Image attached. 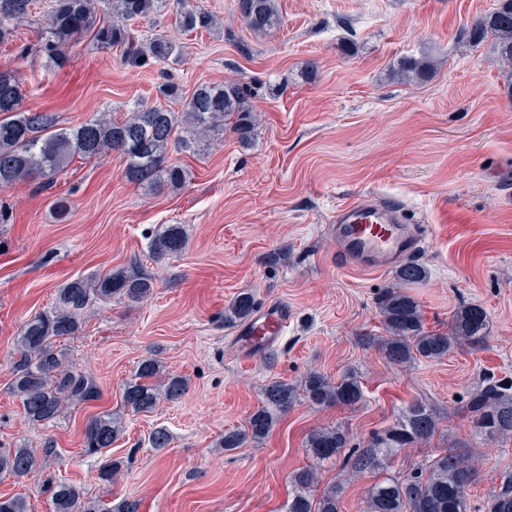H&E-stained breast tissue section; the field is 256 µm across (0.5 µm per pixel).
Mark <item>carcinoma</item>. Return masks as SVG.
<instances>
[{
  "mask_svg": "<svg viewBox=\"0 0 512 512\" xmlns=\"http://www.w3.org/2000/svg\"><path fill=\"white\" fill-rule=\"evenodd\" d=\"M108 11L99 12L95 0H51L41 33L40 52L53 69L62 68L74 48L86 37L102 48L122 51L121 62L134 67L179 61L182 47L166 35H146L135 28L139 21L151 22L166 4L173 5L175 23L187 34L208 32L217 25L214 14L194 0H104ZM34 0H0V45L16 38L17 27L31 15ZM234 9L245 28L258 36L282 24L279 0H235ZM470 42L490 41L495 58L512 63V0H497L496 8L476 19L466 30ZM436 71L428 58H404L396 75L403 81L423 82ZM158 104H137L122 118L100 112L76 125L61 126L54 112H33L22 107L25 92L9 71L0 72V190L31 178L50 179L76 157L92 159L109 152L123 161L127 182L148 189L176 188L185 171L169 158L171 145L191 148L198 140L228 126L238 142H252L257 116L251 104L253 87L239 80L202 84L190 96L179 86H158ZM178 100L182 111L174 112L164 102ZM188 245L182 224H164L153 235L150 254L160 262L181 254ZM423 266L408 262L397 272L396 282L387 286L379 303L386 336L379 347L392 364L408 365L419 359L448 355L462 341L480 342L485 337L486 312L477 305L459 308L448 322V332L425 328L419 303L404 288L423 282ZM153 281L137 266L129 265L91 278L77 277L58 289L55 306L28 319L21 327L8 361L9 390L18 398L28 423L51 426L68 405H85L99 398L94 381L68 360L61 341L76 335L81 315L96 301L114 298L139 302L153 293ZM254 301L248 294L237 297L224 311V320L247 321ZM161 365L154 358L140 361L135 379L123 389L124 406L135 413H150L161 400L174 401L187 389L179 375L158 383ZM302 391L316 405H352L362 399V385L355 376L333 382L310 371L301 382ZM297 398L296 386L269 383L263 392L264 405L249 418L244 431L224 433L220 447L240 448L247 438L261 439L273 427L277 413ZM475 429L488 439L512 435V383L484 378L481 388L467 403ZM437 430L434 413L424 404L408 408L397 424L375 435L365 446L348 448L347 433L339 427H324L308 438L316 462L295 470L290 476L294 492L286 512H339L345 484L366 472L385 467L387 458L399 448L429 441ZM123 431V417L111 412L93 416L84 431V454L104 456ZM56 457L52 439L42 450L25 446L0 448V478L17 482L34 476L38 456ZM342 459L343 474L320 486L319 464ZM477 458L468 447L446 449L417 468L375 483L365 500V512H469L467 491ZM53 512H139L138 502L123 499L118 504L92 501L71 482L48 479ZM0 512H29L25 497L0 495ZM487 512H512V475L505 477L487 503Z\"/></svg>",
  "mask_w": 512,
  "mask_h": 512,
  "instance_id": "obj_1",
  "label": "carcinoma"
}]
</instances>
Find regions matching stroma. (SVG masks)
<instances>
[{"label": "stroma", "instance_id": "obj_1", "mask_svg": "<svg viewBox=\"0 0 512 512\" xmlns=\"http://www.w3.org/2000/svg\"><path fill=\"white\" fill-rule=\"evenodd\" d=\"M198 2L216 16L215 31L184 35L172 13L155 18L183 47L177 64L133 68L86 40L68 65L45 71L36 51L45 0L0 46V69L19 77L25 108L68 125L153 104L166 80L186 95L228 78L252 83L259 117L249 146L227 131L171 151L186 174L178 190L128 183L116 153L73 159L48 185L0 190L8 212L0 223V444L39 448L51 438L60 450L40 461L39 476L1 480L0 494H23L30 512H51L41 487L49 475L95 500H139V512H285L290 476L310 462L311 431L339 427L362 446L418 402L435 412L438 430L394 453L385 474L453 446L480 449L468 505L485 512L512 474V437L476 434L465 403L486 376L512 381V67L462 31L496 0H279L282 26L264 37L234 21L235 0ZM424 54L439 63L433 78L393 75L399 59ZM369 193L430 227L412 255L427 278L408 289L427 327L447 332L457 308L475 304L487 314L482 344L408 367L387 362L377 302L397 271L337 265L330 223ZM164 224L184 225L189 241L157 264L149 245ZM133 262L153 278L151 297L95 303L66 342L100 399L64 409L52 426L25 424L7 366L21 326L52 308L66 281ZM241 294L292 311L280 347L252 363L224 320ZM150 357L186 378L187 391L151 413L125 410L124 385ZM312 370L335 381L357 375L362 399L317 406L297 396L264 439L219 448L225 430L246 429L268 383L296 385ZM102 411L124 416L111 450L123 466L109 484L98 477L102 458L83 452L85 427ZM158 427L171 435L161 452L149 442Z\"/></svg>", "mask_w": 512, "mask_h": 512}]
</instances>
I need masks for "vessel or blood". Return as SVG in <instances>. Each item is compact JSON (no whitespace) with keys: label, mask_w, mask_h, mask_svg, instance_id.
Wrapping results in <instances>:
<instances>
[{"label":"vessel or blood","mask_w":512,"mask_h":512,"mask_svg":"<svg viewBox=\"0 0 512 512\" xmlns=\"http://www.w3.org/2000/svg\"><path fill=\"white\" fill-rule=\"evenodd\" d=\"M333 221L346 265L363 270L394 266L418 245V225L403 223L397 203L361 200L337 209ZM291 319L284 304L259 308L240 327L236 339L243 360L255 361L281 341Z\"/></svg>","instance_id":"vessel-or-blood-1"}]
</instances>
